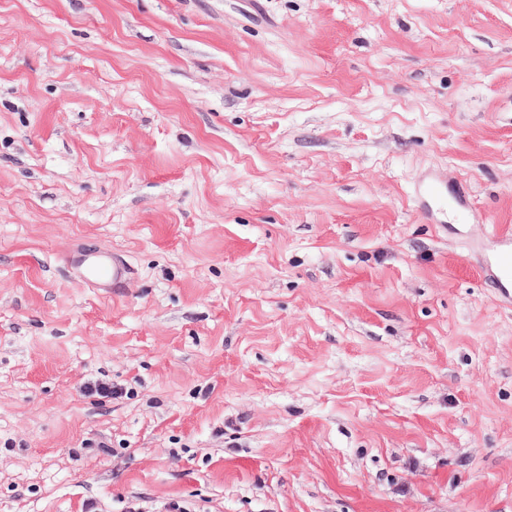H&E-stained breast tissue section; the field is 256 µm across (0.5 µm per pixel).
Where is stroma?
<instances>
[{
  "mask_svg": "<svg viewBox=\"0 0 512 512\" xmlns=\"http://www.w3.org/2000/svg\"><path fill=\"white\" fill-rule=\"evenodd\" d=\"M504 224L512 0H0V512H512ZM448 196L453 209L469 215L466 200L459 194L448 192V182L439 177H425L413 190L417 210L427 224H446L443 217L448 214ZM491 241L490 249L478 251L477 265L483 276L497 288L498 299L512 304V229L501 228ZM126 265L109 250L100 251L86 266L85 280L98 288H124L128 275Z\"/></svg>",
  "mask_w": 512,
  "mask_h": 512,
  "instance_id": "35a3bbf8",
  "label": "stroma"
}]
</instances>
